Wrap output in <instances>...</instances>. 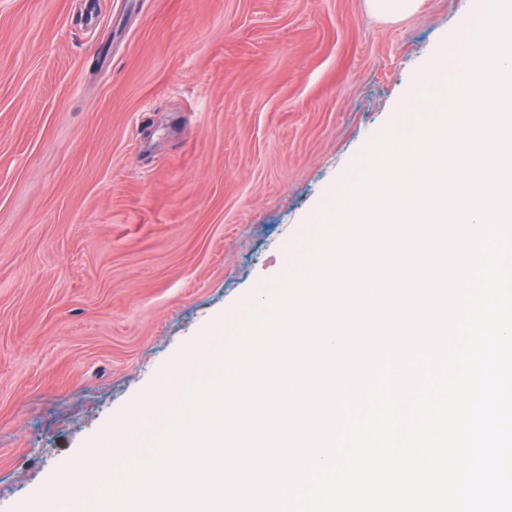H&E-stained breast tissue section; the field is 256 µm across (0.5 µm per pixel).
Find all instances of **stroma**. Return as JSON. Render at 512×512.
Wrapping results in <instances>:
<instances>
[{
  "mask_svg": "<svg viewBox=\"0 0 512 512\" xmlns=\"http://www.w3.org/2000/svg\"><path fill=\"white\" fill-rule=\"evenodd\" d=\"M481 0H0V512H90L58 478L162 436L314 246L404 99ZM419 0H366L370 14L376 18L398 21L413 15Z\"/></svg>",
  "mask_w": 512,
  "mask_h": 512,
  "instance_id": "stroma-1",
  "label": "stroma"
}]
</instances>
